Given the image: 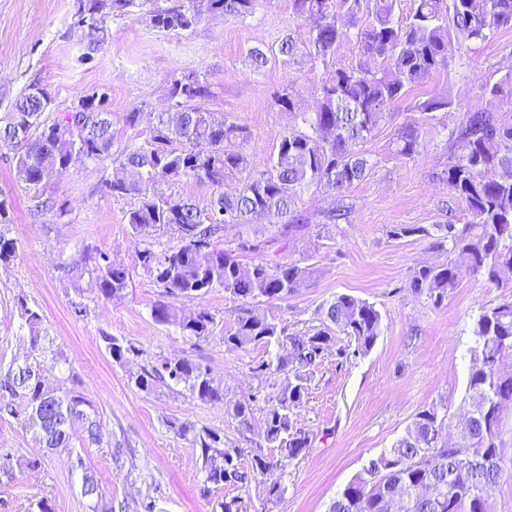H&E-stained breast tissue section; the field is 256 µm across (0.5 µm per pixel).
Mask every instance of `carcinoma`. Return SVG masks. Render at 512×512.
Segmentation results:
<instances>
[{
    "instance_id": "1",
    "label": "carcinoma",
    "mask_w": 512,
    "mask_h": 512,
    "mask_svg": "<svg viewBox=\"0 0 512 512\" xmlns=\"http://www.w3.org/2000/svg\"><path fill=\"white\" fill-rule=\"evenodd\" d=\"M258 0H177L162 6L159 0H77L71 32L85 44L88 54L107 40L109 16L138 15L159 34L189 32L205 18L221 14L245 18ZM296 18L306 32L283 37L277 47L252 48L253 70L265 69L276 56L290 61L327 62L345 40L354 39L355 60L335 70L316 89V108L298 116L308 131L281 135L271 167L258 177L249 174L245 144L250 131L238 119L213 112L201 101L213 96L206 71L174 78L168 87L171 108L158 115L148 138L126 146L119 165L106 179L117 197L135 196L127 224L142 235L150 228L168 227L180 245L156 253L140 252L146 273L162 288L151 307V318L162 326H175L191 339L214 334L216 318L201 310L179 313L164 297L202 299L216 289L241 303L234 327L224 336L229 351L250 345H275L276 356L253 371L276 394L258 391L227 409L240 432L250 430L255 411L264 413L265 439L277 456L229 447L215 431L193 432L204 479L203 496L226 487L260 491L262 512L279 503L284 494L283 472L288 462L306 454L313 437L296 426L294 410L307 394L313 368L325 355L336 352L345 359L368 354L382 333V315L376 306L349 294H340L320 308L321 323L312 333L298 335L251 307L254 300H284L306 280L307 268L298 262L259 260L243 265L240 254L258 251L265 240L239 237L237 248H221L213 240L226 225L249 233L264 220L286 219L284 230L308 226L299 210L300 196L316 189L330 195L331 222L350 209L353 188L367 176L369 161L355 147L373 138L391 119L387 107L404 99L414 88L448 68L452 48L466 51L501 28L512 29V0H413L408 13L401 0H291ZM380 60L372 68L367 60ZM492 98L512 105V72L485 87ZM51 99L40 89L16 97L9 111L0 114V146L17 147L16 170L26 184L39 188L50 183L73 162L100 160L112 154V102L107 91L96 88L81 97L61 118L44 117ZM453 106L447 96H431L415 105L424 114ZM426 132L417 122L403 125L395 141V156L412 159L425 147ZM242 177L233 194L222 191L200 206L188 198L156 196L147 182L157 178L177 182L193 178L221 187L228 178ZM450 200L461 212L446 224L428 228L399 224L389 236H420L448 254L446 261L416 268L410 284L415 293L440 306L456 286L461 269L494 288H506L503 300L485 308L472 327L474 346L464 405L472 415L469 427L453 439L444 434V417L430 406L419 411L405 434L391 448L369 460L337 495L329 512H489L487 490L498 485L506 470L501 441L504 418L512 413V369L501 363L512 357V122L491 110L462 112L448 134L445 170ZM10 203L0 199V264L17 258L19 243L9 236ZM71 272L88 278L99 298L120 295L128 286L129 270L102 251L88 254ZM22 327L30 336V352L23 363L0 372V420L11 418L32 432L44 448L73 454L71 441L80 433L91 445L111 449L119 461L125 455L112 443L91 402L73 388L46 386L40 358L49 350L39 312L19 303ZM349 343L336 348V336ZM112 359L124 363L140 355L132 342L102 336ZM136 387L151 393L159 387H181L203 402L224 400V385L215 382L208 368L190 359L164 360L133 376ZM72 465L89 475L86 496L97 497L94 512H123L103 498L84 459ZM221 512H250L240 496L218 502Z\"/></svg>"
}]
</instances>
